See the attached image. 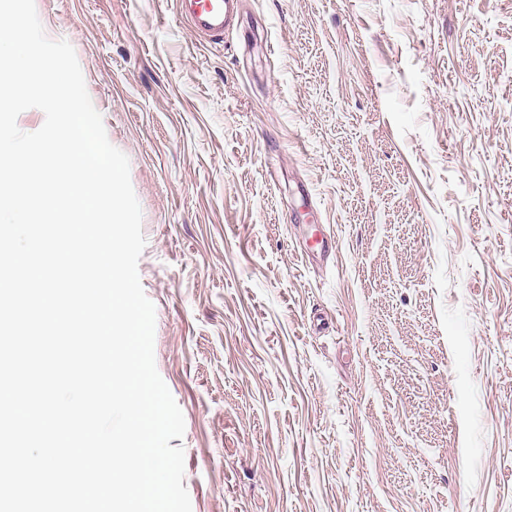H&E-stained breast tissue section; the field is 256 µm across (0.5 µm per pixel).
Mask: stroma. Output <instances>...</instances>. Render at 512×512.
Instances as JSON below:
<instances>
[{"label": "stroma", "mask_w": 512, "mask_h": 512, "mask_svg": "<svg viewBox=\"0 0 512 512\" xmlns=\"http://www.w3.org/2000/svg\"><path fill=\"white\" fill-rule=\"evenodd\" d=\"M35 7L130 162L192 512H512V0ZM237 0H179L180 15L193 32L212 44L224 43Z\"/></svg>", "instance_id": "obj_1"}]
</instances>
